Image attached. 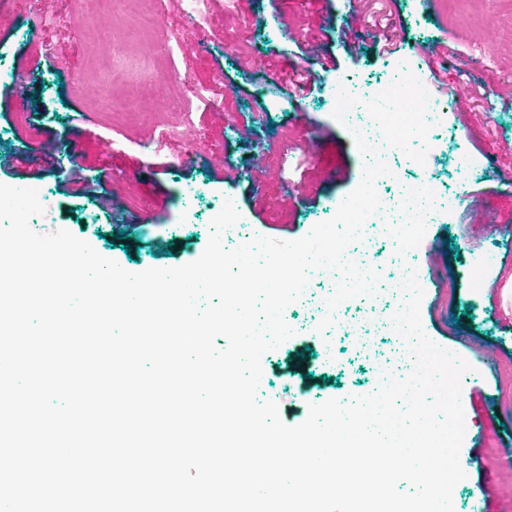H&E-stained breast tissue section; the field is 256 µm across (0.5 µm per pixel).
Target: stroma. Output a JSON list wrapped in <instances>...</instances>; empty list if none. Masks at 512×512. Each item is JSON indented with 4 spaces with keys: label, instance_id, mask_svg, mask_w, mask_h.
Returning <instances> with one entry per match:
<instances>
[{
    "label": "stroma",
    "instance_id": "35a3bbf8",
    "mask_svg": "<svg viewBox=\"0 0 512 512\" xmlns=\"http://www.w3.org/2000/svg\"><path fill=\"white\" fill-rule=\"evenodd\" d=\"M212 2L200 30L185 18V0H143L164 17L166 31L135 35L132 12L117 14L106 55L89 50L80 22L60 15L59 0H0V93L20 77L28 88L21 100H0V157L17 158L0 168V183L39 190L54 202L56 224L35 225V232L69 230L131 272L196 260L228 195L238 204L242 241L257 234L296 240L335 214L337 200L356 188L365 168L351 132L330 116L331 89L346 80L375 87L397 61H409L447 111L429 133L434 150L418 164L403 154L396 162L404 177L435 181L440 196L410 236L372 230L364 261L380 275L376 291L343 302L332 328L317 333L313 309L332 293L330 285H316L309 301L286 308L295 334L263 356L259 396L276 401L282 420L296 425L309 405L373 393L386 372L409 374L414 360L387 320L403 301L394 280L413 271L424 291V332L470 366L461 400L472 428L460 457L471 479L454 488L455 512H512V460L502 448L512 438V151L502 148L512 144V0H439L434 10L423 0H396L391 10L401 48L392 55L377 44L374 29L344 30L345 0ZM32 11L43 27L22 35L16 22ZM232 38L238 48L228 56L224 43ZM176 40L186 50L168 58L162 47ZM437 43L448 48L440 59L429 54ZM258 54L266 66L255 71L247 62ZM296 67L312 79L299 101L282 92ZM149 68L187 76L207 98L187 119L160 110L164 122L186 120L191 131L159 152L151 122L127 106L130 90L113 77L117 69ZM463 85L468 95L457 96ZM312 122L326 132L316 158L304 150ZM48 140L59 149L53 165L39 159L38 147ZM218 162L220 180L213 176ZM329 166L336 170L332 185L322 182ZM75 173L118 194L126 213L64 192ZM487 214L495 223L484 222ZM119 218L125 227L117 238ZM474 340L497 349L494 366L481 362ZM299 345L312 349L318 383L310 388L288 371Z\"/></svg>",
    "mask_w": 512,
    "mask_h": 512
}]
</instances>
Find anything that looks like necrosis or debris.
<instances>
[{"instance_id": "1", "label": "necrosis or debris", "mask_w": 512, "mask_h": 512, "mask_svg": "<svg viewBox=\"0 0 512 512\" xmlns=\"http://www.w3.org/2000/svg\"><path fill=\"white\" fill-rule=\"evenodd\" d=\"M142 80L164 83L169 91L168 103L184 113L202 99L197 85L170 71L149 70L143 73ZM332 103L333 118L351 133L362 134L370 144L380 147L381 157L388 164L407 147L410 139L421 137L440 123L445 112L440 103L430 100L427 81L408 67L399 69L397 80L384 81L372 89L350 81L340 83L332 94ZM397 181L404 184L400 203L395 205L390 199H382L371 225L423 222L422 205L437 195V186L426 179L402 181L395 168L379 177L375 186L381 190Z\"/></svg>"}]
</instances>
